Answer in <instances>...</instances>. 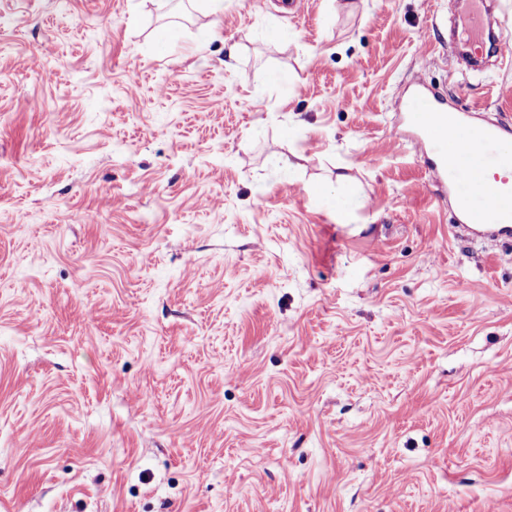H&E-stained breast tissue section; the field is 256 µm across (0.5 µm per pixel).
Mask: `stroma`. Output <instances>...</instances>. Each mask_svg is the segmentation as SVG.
<instances>
[{"label":"stroma","mask_w":512,"mask_h":512,"mask_svg":"<svg viewBox=\"0 0 512 512\" xmlns=\"http://www.w3.org/2000/svg\"><path fill=\"white\" fill-rule=\"evenodd\" d=\"M451 5L0 0V512H512V235L398 112L512 127ZM348 181L345 176H337L336 185L339 189H333L332 192H326L329 194L334 202V208L336 211V220L339 223H348L350 216V195L347 191Z\"/></svg>","instance_id":"35a3bbf8"}]
</instances>
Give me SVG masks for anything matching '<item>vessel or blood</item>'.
<instances>
[{
    "instance_id": "1",
    "label": "vessel or blood",
    "mask_w": 512,
    "mask_h": 512,
    "mask_svg": "<svg viewBox=\"0 0 512 512\" xmlns=\"http://www.w3.org/2000/svg\"><path fill=\"white\" fill-rule=\"evenodd\" d=\"M455 23L458 38L472 57L483 56L490 34L484 16L485 0H462ZM407 120L424 143L427 163L437 181L450 184L468 223L489 229L512 224V188L494 182L469 180L470 169H512V154L497 148L501 131L495 127L448 124V109L443 98L415 89L409 98ZM456 140V152H449V140Z\"/></svg>"
}]
</instances>
